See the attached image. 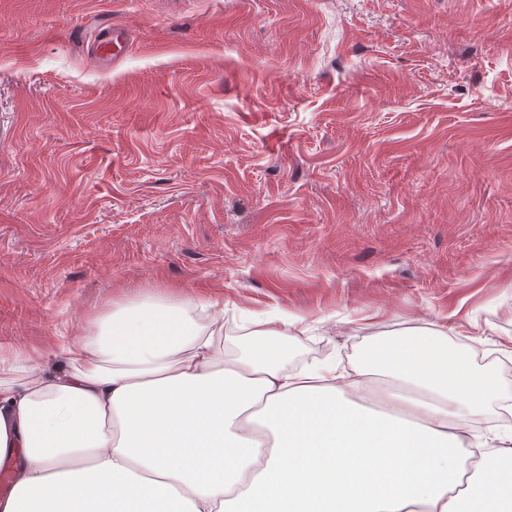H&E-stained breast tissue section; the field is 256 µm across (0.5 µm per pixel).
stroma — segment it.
Segmentation results:
<instances>
[{
    "label": "stroma",
    "instance_id": "1",
    "mask_svg": "<svg viewBox=\"0 0 512 512\" xmlns=\"http://www.w3.org/2000/svg\"><path fill=\"white\" fill-rule=\"evenodd\" d=\"M147 296L289 368L444 328L512 403V0H0V347ZM128 40L126 29L122 27L107 29L94 45L93 55L100 63L105 61L117 62L123 56Z\"/></svg>",
    "mask_w": 512,
    "mask_h": 512
}]
</instances>
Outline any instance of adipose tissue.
<instances>
[{
  "label": "adipose tissue",
  "instance_id": "adipose-tissue-1",
  "mask_svg": "<svg viewBox=\"0 0 512 512\" xmlns=\"http://www.w3.org/2000/svg\"><path fill=\"white\" fill-rule=\"evenodd\" d=\"M294 327L256 319L262 346L228 359L223 304L146 298L53 369L0 354V512H512V435L469 434L495 380L446 331L285 371Z\"/></svg>",
  "mask_w": 512,
  "mask_h": 512
}]
</instances>
